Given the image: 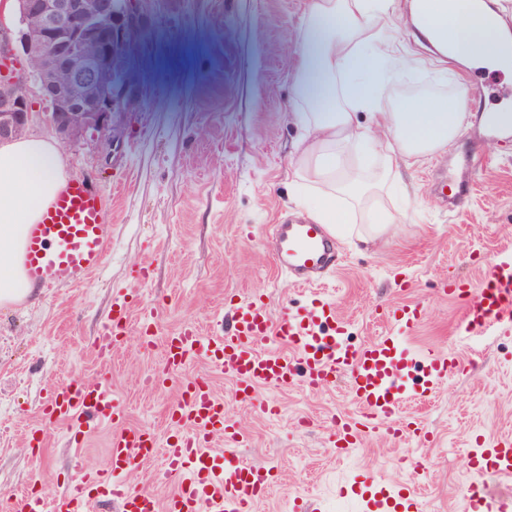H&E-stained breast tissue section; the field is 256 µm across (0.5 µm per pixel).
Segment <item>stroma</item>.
<instances>
[{"mask_svg":"<svg viewBox=\"0 0 512 512\" xmlns=\"http://www.w3.org/2000/svg\"><path fill=\"white\" fill-rule=\"evenodd\" d=\"M411 3L391 0L385 19L397 55L409 61L399 75L470 90L467 120L447 150L402 167L408 194L382 192L400 215L393 232L375 247L353 232L337 236L336 268L314 291L277 269L272 247L273 225L307 214L294 201L290 165L300 104L293 57L309 0H123L130 51L114 70L112 146L87 136L62 147L67 178L92 181L105 198L110 247L83 285L0 308V493L28 491L49 504L105 465L106 425L77 445L61 427L43 453L27 446L47 395L69 376L107 373L129 424L166 439L179 392L176 382L152 383L164 339L186 325L212 335L230 324V301L254 294L275 311L325 299L354 348L390 332L382 309L422 303L424 319L405 348L452 352L461 368L430 401L402 408L427 440L373 432L338 452L330 446L337 421L361 415L348 376L319 389L297 381L260 389L277 407L269 414L242 404L205 357L193 359L188 373L209 376L225 419L243 435L239 455L273 475L251 512H290L296 496L309 512H361L358 476L387 492L417 490L424 512H465L473 484L512 492V477L471 454L476 437H512V331L462 338L463 307L441 291L451 273L480 285L491 261L512 255V135L484 139L479 125L481 113L512 110V73L438 55L409 24ZM474 148L483 167L469 202L451 210L448 179ZM143 262L151 274L139 284L130 273ZM128 292L140 301L132 329L100 362L93 343ZM146 306L159 320L149 348L139 335Z\"/></svg>","mask_w":512,"mask_h":512,"instance_id":"35a3bbf8","label":"stroma"}]
</instances>
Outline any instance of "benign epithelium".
<instances>
[{
	"instance_id": "obj_1",
	"label": "benign epithelium",
	"mask_w": 512,
	"mask_h": 512,
	"mask_svg": "<svg viewBox=\"0 0 512 512\" xmlns=\"http://www.w3.org/2000/svg\"><path fill=\"white\" fill-rule=\"evenodd\" d=\"M124 45L118 0H20L17 38L0 35V140L26 133L40 99L61 142L90 134L112 145L104 89Z\"/></svg>"
}]
</instances>
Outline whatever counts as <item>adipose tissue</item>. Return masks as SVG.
Segmentation results:
<instances>
[{"instance_id": "ef3b65f1", "label": "adipose tissue", "mask_w": 512, "mask_h": 512, "mask_svg": "<svg viewBox=\"0 0 512 512\" xmlns=\"http://www.w3.org/2000/svg\"><path fill=\"white\" fill-rule=\"evenodd\" d=\"M460 0H435L442 18L428 28L444 55L465 58L503 72L507 30L498 13H478L456 28ZM388 0H312L302 49L294 67L303 87L293 119L300 129L293 162L297 184L319 203L309 209L314 223H347L344 207L370 188H384L400 166L445 149L461 131L463 96H427L416 104L387 109L379 98L387 77L389 40L379 19ZM65 159L46 139L23 137L0 143V306L29 299L33 290L20 270L27 226L63 183Z\"/></svg>"}]
</instances>
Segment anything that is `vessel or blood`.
Returning a JSON list of instances; mask_svg holds the SVG:
<instances>
[{
    "instance_id": "obj_1",
    "label": "vessel or blood",
    "mask_w": 512,
    "mask_h": 512,
    "mask_svg": "<svg viewBox=\"0 0 512 512\" xmlns=\"http://www.w3.org/2000/svg\"><path fill=\"white\" fill-rule=\"evenodd\" d=\"M275 262L294 282L312 285L316 275L336 264V243L326 225L303 219L275 225ZM108 248L103 224V198L92 183L71 180L29 225L21 265L30 285L38 290L66 283L78 286L100 269ZM450 292L464 300L460 333L466 337L500 326H512V259L493 264L480 287L456 279L446 282ZM133 301L121 297L94 342L100 359H109L128 334V312ZM421 303L405 305L385 314L393 332L359 348L347 345L345 326L333 308L313 301L302 315L287 310L272 312L267 302L254 297L235 304L230 330L204 336L196 327H183L165 342L166 379L179 380L180 400L169 412L170 434L158 444L151 429L127 424L125 407L106 377L95 380L69 377L54 386L41 408V424L29 433V446L44 450L47 430L67 426L73 441H81L91 422L112 426L108 464L105 469L84 472L79 481L55 499L52 512H89L92 503L110 501L118 512H248L250 505L270 487L269 471L239 460L237 437L224 425V401L209 379L186 374L194 357L203 354L211 365L229 378L242 400H257L261 387H281L302 375L310 388H320L345 374L354 401L362 408L360 419L342 423L337 440L366 430L384 431L400 438L423 437L422 428H410L401 417L408 400H426L459 365L454 356L435 350L422 354L419 383L403 384L409 368L397 336L409 333L423 319ZM278 340L285 351H268L264 345ZM223 434L224 449L216 452L211 442ZM479 455L488 456L495 471L512 474V438L490 437L477 444ZM164 454V475L176 484L165 504L149 493L132 489L125 480L129 467ZM470 512H512V494L473 487L468 494ZM421 501L407 488L384 496L369 494L366 512H420Z\"/></svg>"
}]
</instances>
